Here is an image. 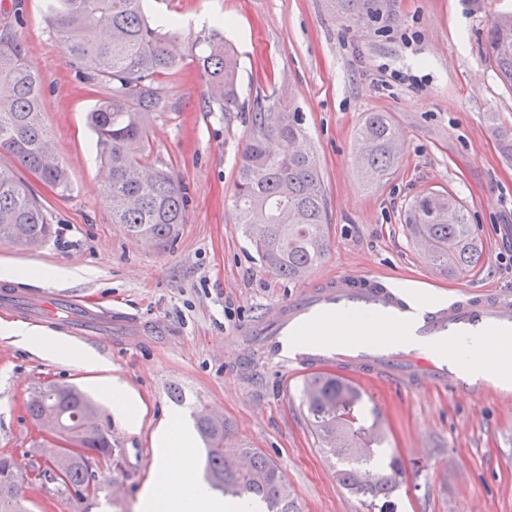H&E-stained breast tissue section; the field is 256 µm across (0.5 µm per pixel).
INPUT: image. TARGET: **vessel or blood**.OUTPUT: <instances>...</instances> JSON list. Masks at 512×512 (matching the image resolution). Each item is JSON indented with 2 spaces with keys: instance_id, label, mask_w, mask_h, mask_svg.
I'll return each instance as SVG.
<instances>
[{
  "instance_id": "vessel-or-blood-1",
  "label": "vessel or blood",
  "mask_w": 512,
  "mask_h": 512,
  "mask_svg": "<svg viewBox=\"0 0 512 512\" xmlns=\"http://www.w3.org/2000/svg\"><path fill=\"white\" fill-rule=\"evenodd\" d=\"M358 314L363 324L337 332L336 318ZM394 327L389 337L365 332L364 323ZM261 343L270 362L289 375L305 377L341 366L346 379H373L438 389L458 388L474 397L489 393L512 398V386L492 370L467 375L449 342L480 341L485 351L512 337V297L494 290L463 292L429 303L395 286L378 272L347 271L315 277L310 286L283 303L267 307L246 331Z\"/></svg>"
}]
</instances>
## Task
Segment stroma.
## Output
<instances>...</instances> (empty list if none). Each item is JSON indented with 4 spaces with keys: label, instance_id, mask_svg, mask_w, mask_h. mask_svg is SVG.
<instances>
[{
    "label": "stroma",
    "instance_id": "obj_1",
    "mask_svg": "<svg viewBox=\"0 0 512 512\" xmlns=\"http://www.w3.org/2000/svg\"><path fill=\"white\" fill-rule=\"evenodd\" d=\"M143 9L172 23L187 49L223 24L239 59L241 103L270 96L299 112L306 136L298 147L314 150L327 202L330 247L316 274L382 272L429 301L460 290L512 294V161L501 157L488 121L496 112L512 122V88L485 45L491 18L512 11V0H388L368 23L338 0H144ZM1 19L12 22L45 79L42 118L70 186L62 194L15 168L56 233L40 246L0 241V264L64 267L73 275L18 287L2 280L0 292L73 295L141 325L115 337L101 326L82 340L99 360L93 370L0 338V455L26 472L41 463L43 442L26 404L50 383L77 385L93 398L115 450L113 458L88 460L99 478L95 492L79 497L35 480L25 512H139L158 428L171 416L194 426L201 406L223 415L240 446L279 464L293 512H361L308 421L302 382L284 383L257 346L233 338L302 287L272 275L235 222L248 113L208 110L194 62L164 76L169 107L150 130L153 158L183 186L186 220L174 243L134 238L112 221L87 123L99 95L67 65L45 0H0ZM408 34L413 44L405 43ZM368 112L389 113L403 143L395 173L378 183L367 182L357 163L356 132ZM428 191L464 205L482 238L479 270L440 272L426 282L429 264L405 219L411 201ZM155 322L168 326L169 339L149 333ZM113 379L131 393L136 424L108 405L104 387ZM360 391L364 408L379 418L384 453L404 462L398 489L377 499L373 512H512V402L376 381ZM109 474L123 479L121 494H113Z\"/></svg>",
    "mask_w": 512,
    "mask_h": 512
}]
</instances>
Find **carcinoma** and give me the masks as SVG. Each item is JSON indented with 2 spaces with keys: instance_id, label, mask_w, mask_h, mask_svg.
I'll list each match as a JSON object with an SVG mask.
<instances>
[{
  "instance_id": "carcinoma-1",
  "label": "carcinoma",
  "mask_w": 512,
  "mask_h": 512,
  "mask_svg": "<svg viewBox=\"0 0 512 512\" xmlns=\"http://www.w3.org/2000/svg\"><path fill=\"white\" fill-rule=\"evenodd\" d=\"M49 19L69 44L70 65L82 79L102 90L88 113L98 136L101 159L112 193V223L123 224L141 239L171 243L185 221L186 196L173 176L149 164L150 128L167 106L159 78L182 66L185 56L175 30L148 21L142 0H46ZM350 14L362 18L375 12V0H340ZM487 52L503 79L512 86V13L492 18ZM195 64L204 77L209 102L222 112L240 110L238 57L213 31L204 39ZM42 76L28 64L24 44L10 28L0 29V153L57 191L69 189L66 167L54 154L42 121ZM500 153L512 159V125L491 117ZM304 134L302 118L270 97L256 103L250 133L238 168L233 207L236 223L263 265L274 276L305 279L329 247L326 199L314 152L284 153L281 144ZM357 135L360 167L371 180L382 181L396 169L401 149L392 117L368 112ZM406 227L424 244L425 258L455 275L473 272L483 258L474 224L464 206L451 195L429 191L408 209ZM52 232L51 218L10 168L0 167V241L39 245ZM305 402L325 453L336 460L339 483L369 509L394 492L401 461L386 457L378 419L368 420L360 409L357 387L332 374L305 382ZM63 414L60 429L91 452L109 455L113 448L98 405L78 387L49 384L36 390L27 413L41 421L53 411ZM197 430L206 444V481L210 489L239 498L245 493L263 502L267 512H293L288 485L280 466L253 448L224 447V421L207 410L195 412ZM48 462L38 468L55 477L66 473L65 487L79 495L93 483L86 456L66 457L47 449ZM251 457L250 467L238 457ZM25 473L16 460L0 456V512H21L19 492Z\"/></svg>"
}]
</instances>
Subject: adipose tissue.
<instances>
[{
	"mask_svg": "<svg viewBox=\"0 0 512 512\" xmlns=\"http://www.w3.org/2000/svg\"><path fill=\"white\" fill-rule=\"evenodd\" d=\"M0 334L53 360H77L92 366L97 363L89 350L22 324L7 326ZM159 443L158 460L141 497L140 512H258L257 503L250 497L224 502L214 498L205 485L193 481V442L178 419H170L162 428Z\"/></svg>",
	"mask_w": 512,
	"mask_h": 512,
	"instance_id": "ef3b65f1",
	"label": "adipose tissue"
}]
</instances>
